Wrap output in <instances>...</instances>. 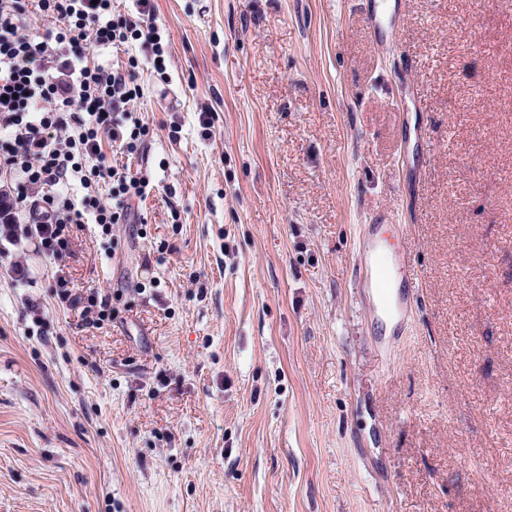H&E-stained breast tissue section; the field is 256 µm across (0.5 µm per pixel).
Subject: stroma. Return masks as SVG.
<instances>
[{"label": "stroma", "instance_id": "35a3bbf8", "mask_svg": "<svg viewBox=\"0 0 512 512\" xmlns=\"http://www.w3.org/2000/svg\"><path fill=\"white\" fill-rule=\"evenodd\" d=\"M154 8L145 224L0 240V512H512V0H402L383 47L358 0ZM365 224L421 285L388 357ZM70 281L59 273L55 277L54 282V296L62 307L72 310H79L82 308L84 300L85 306L80 311L81 322L80 327H96L101 329L103 325L112 323L120 313L117 307L112 305V293L89 289V294L85 296L82 293L73 292L74 288H70ZM94 311L95 318L89 317V314Z\"/></svg>", "mask_w": 512, "mask_h": 512}]
</instances>
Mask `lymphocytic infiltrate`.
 Wrapping results in <instances>:
<instances>
[{"label": "lymphocytic infiltrate", "instance_id": "f902f5d3", "mask_svg": "<svg viewBox=\"0 0 512 512\" xmlns=\"http://www.w3.org/2000/svg\"><path fill=\"white\" fill-rule=\"evenodd\" d=\"M42 33L30 34L32 20ZM129 49L124 64L99 54ZM169 55L152 0H132L127 13L112 0H0V235L28 225L37 246L59 259L73 228L94 224L111 234L139 223L137 199L150 185L146 162L154 130L134 108L143 63L165 74ZM127 157L114 165L104 144ZM54 295L79 311L82 326L119 315L108 292H74L56 276Z\"/></svg>", "mask_w": 512, "mask_h": 512}]
</instances>
